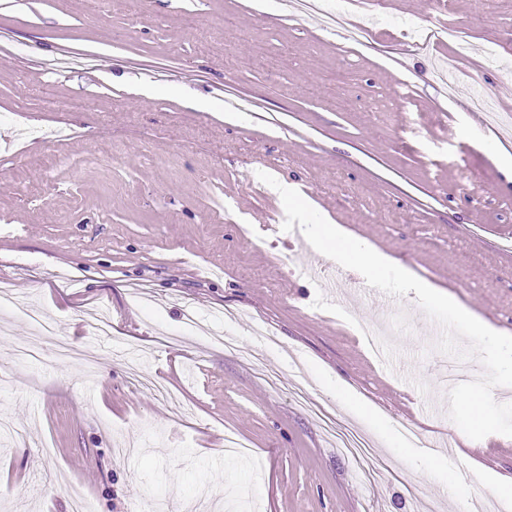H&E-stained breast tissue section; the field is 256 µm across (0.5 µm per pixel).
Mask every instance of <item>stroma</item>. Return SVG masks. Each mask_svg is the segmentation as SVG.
Here are the masks:
<instances>
[{"instance_id": "1", "label": "stroma", "mask_w": 512, "mask_h": 512, "mask_svg": "<svg viewBox=\"0 0 512 512\" xmlns=\"http://www.w3.org/2000/svg\"><path fill=\"white\" fill-rule=\"evenodd\" d=\"M335 12L343 28L323 30ZM358 25L371 38L354 49ZM441 26L467 54L411 46ZM0 31V290L93 353L58 366L0 310V420L17 430L0 440V512H74L75 489L92 512H459L443 471L466 472L486 512H512L488 486L512 480V437L475 441L450 420L442 327L358 275L327 299L300 267L340 265L282 248L284 206L259 178L512 335V140L467 110L478 94L512 116V0H320L309 14L298 0H0ZM339 69L343 109L326 83ZM20 126L70 137L19 141ZM100 143L111 152L87 163ZM100 316L111 335L90 329ZM18 347L39 360H11ZM134 365L168 398L134 387ZM321 407L390 472L366 480ZM228 432L249 457L225 458Z\"/></svg>"}]
</instances>
